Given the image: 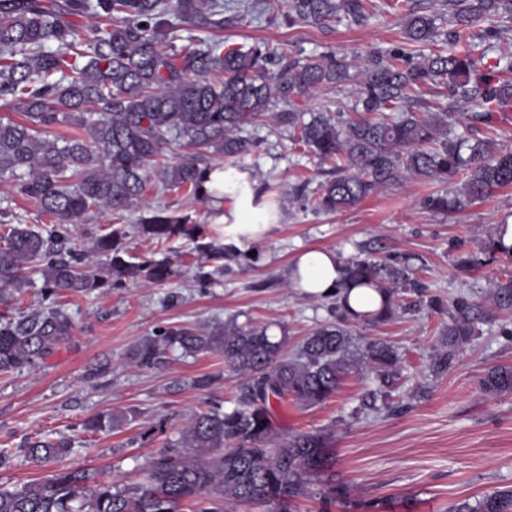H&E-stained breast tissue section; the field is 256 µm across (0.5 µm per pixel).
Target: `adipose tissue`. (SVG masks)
Returning <instances> with one entry per match:
<instances>
[{
	"label": "adipose tissue",
	"mask_w": 512,
	"mask_h": 512,
	"mask_svg": "<svg viewBox=\"0 0 512 512\" xmlns=\"http://www.w3.org/2000/svg\"><path fill=\"white\" fill-rule=\"evenodd\" d=\"M207 187L220 207L224 226V245L235 249L260 241L279 216L260 195L256 181L245 171L227 169L210 173ZM341 278L340 262L334 251L310 249L300 253L289 269L294 288L303 294L322 298L328 296Z\"/></svg>",
	"instance_id": "ef3b65f1"
}]
</instances>
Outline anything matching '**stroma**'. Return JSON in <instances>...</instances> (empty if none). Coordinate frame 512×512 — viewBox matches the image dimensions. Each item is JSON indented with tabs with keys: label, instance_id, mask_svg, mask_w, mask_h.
Listing matches in <instances>:
<instances>
[{
	"label": "stroma",
	"instance_id": "35a3bbf8",
	"mask_svg": "<svg viewBox=\"0 0 512 512\" xmlns=\"http://www.w3.org/2000/svg\"><path fill=\"white\" fill-rule=\"evenodd\" d=\"M409 12L435 17L439 33L450 27L446 0H404L403 11H377L359 27L292 24L283 9L272 20L225 17L220 35L232 43L259 41L307 56L330 50L346 54L352 64L349 79L302 103L307 110L339 112L356 101L364 56L403 45ZM244 136L248 150L237 168L258 181L280 216L263 240L252 243L256 261L230 263L223 273L199 283L204 260L191 243L160 246L136 232L144 205L118 214L95 212L73 225L67 247L89 250L97 235L122 224L129 229L125 245L130 254L161 251L177 261L180 274L161 286L129 282L102 294L60 298V307L73 320L72 344L48 365L0 375V448L15 452L11 465L0 469V485L11 487L46 474V467L22 452L26 441L46 434L72 441L68 464L94 469L103 479H135L138 468L176 440L204 402L233 397L240 381L226 371L219 353L196 358L173 353L160 366L145 369L131 361L134 346L169 324L207 327L233 320L280 323L288 347H295L329 318L326 299L305 296L288 280L294 257L315 248L332 250L342 260L414 255L430 294L446 301L462 293L482 297L487 320L455 367L437 378L429 376L427 366L448 317L429 309L426 298L405 294L391 322L354 326V334L383 338L404 353L396 397L408 409L399 415L356 413L366 386L357 374L347 377L338 396L323 405L305 411L277 406L282 430L326 434L337 477L350 490L347 503L326 509L319 500L305 499L298 512H451L455 504L486 491L512 488V393L491 396L479 386L486 367L512 365V338L504 335V316L488 298L491 280L512 278V258L499 254L470 272L455 266L458 254L481 251L498 224L512 218V189L444 214L426 209L423 200L447 191V183L409 179L378 191L354 210L325 214L287 197L294 184L319 183L325 169L305 154L296 131L269 118L248 127ZM144 200L197 223L221 226L215 202H196L159 181H150ZM204 374L215 378L209 390L189 386V379ZM111 410L135 412L137 421L109 434L82 430L83 420ZM157 421L164 424L161 433L145 444L136 441L139 425Z\"/></svg>",
	"mask_w": 512,
	"mask_h": 512
}]
</instances>
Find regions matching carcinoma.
Here are the masks:
<instances>
[{"mask_svg": "<svg viewBox=\"0 0 512 512\" xmlns=\"http://www.w3.org/2000/svg\"><path fill=\"white\" fill-rule=\"evenodd\" d=\"M368 0H289L295 22L322 27L336 19L360 26ZM255 8L275 15L280 0L226 3L224 0H0V102L22 120L0 119V179L14 193L33 200L55 218L49 229L34 224H0V373L35 369L54 357L72 336L70 315L55 306L65 293L90 295L121 288L128 281L164 284L178 274L173 260L153 254L132 257L126 231L113 227L94 239L89 251L63 247L68 226L91 212L123 211L143 199L150 175L163 185L184 188L198 201L213 199L205 183L214 157L235 165L247 150L245 127L275 104L288 111L277 120L299 129L298 143L331 164L330 177L309 194L292 197L316 211H346L376 191L410 178L448 182V191L424 200L439 213L459 211L512 186V151L474 133L505 107L512 108V56L487 59L485 41L512 34V0H448L455 29L449 49L428 55L396 47L367 55L357 99L347 112H313L298 107L324 87L349 77L345 58L334 52L285 60L265 44L205 40L195 31L224 28V10ZM93 22L87 30L74 22ZM483 23L480 41L470 28ZM405 39L427 43L435 19L410 13ZM183 45L175 46V41ZM447 90L448 111L413 112L409 104L428 85ZM466 113L468 133L455 131L453 108ZM67 120L83 133L67 139L48 135ZM139 233L156 242L195 244L214 270L237 255L209 238L206 228L167 209L147 208ZM105 261L94 264L93 257ZM37 264L44 299L53 306L12 314L13 291L24 287ZM486 264L472 252L456 256L459 270ZM409 261L354 257L342 262L343 294L330 306L333 320L314 328L292 352L270 324L209 331L171 325L136 345L132 360L157 365L178 351L197 357L224 355L240 380L229 408L219 403L195 414L179 438L153 456L140 477L99 479L85 467H60L41 479L0 485V512H228L239 504L292 512L296 501L320 497L345 501L346 485L336 481L335 454L322 431L280 433L274 408L289 403L317 407L339 392L355 372L367 383L358 410L393 409L403 355L382 338L357 340L352 324L385 323L400 307V294L425 284ZM379 296L374 310L348 304L354 289ZM500 310L512 312V279L489 283ZM483 299L460 294L448 307L428 372L448 373L479 336ZM490 395L512 392V367H488L480 378ZM136 421L134 413L106 412L86 419V432H111ZM71 443L44 438L24 445L25 456L44 466L61 463ZM453 512H512V489L490 490Z\"/></svg>", "mask_w": 512, "mask_h": 512, "instance_id": "1", "label": "carcinoma"}]
</instances>
